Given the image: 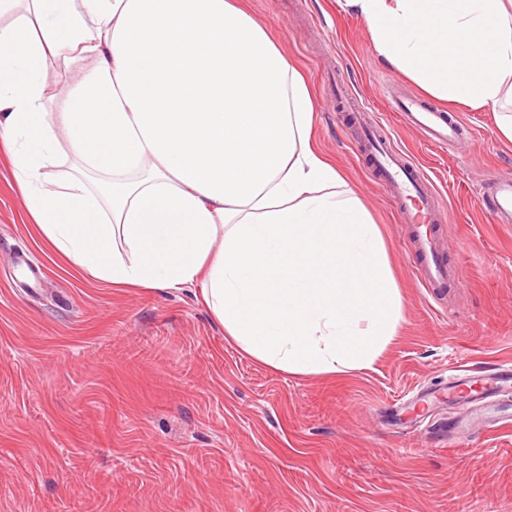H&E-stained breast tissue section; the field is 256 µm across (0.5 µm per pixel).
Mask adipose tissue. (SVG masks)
<instances>
[{"label":"adipose tissue","mask_w":512,"mask_h":512,"mask_svg":"<svg viewBox=\"0 0 512 512\" xmlns=\"http://www.w3.org/2000/svg\"><path fill=\"white\" fill-rule=\"evenodd\" d=\"M374 53L429 95L495 109L512 143V0H340ZM94 53L60 122L103 197L43 179L47 62ZM315 103L235 0H31L0 27V142L40 234L115 288H180L225 336L291 375L370 367L402 301L367 207L319 150Z\"/></svg>","instance_id":"obj_1"}]
</instances>
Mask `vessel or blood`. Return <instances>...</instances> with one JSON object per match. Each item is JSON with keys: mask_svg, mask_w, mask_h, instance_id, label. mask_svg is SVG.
Returning a JSON list of instances; mask_svg holds the SVG:
<instances>
[{"mask_svg": "<svg viewBox=\"0 0 512 512\" xmlns=\"http://www.w3.org/2000/svg\"><path fill=\"white\" fill-rule=\"evenodd\" d=\"M393 107L404 124L425 132L430 141L450 144L459 139L461 123L411 95L393 93ZM360 153L374 168L379 185L389 193L409 229L408 251L424 288L436 294L459 282L457 267L445 263L435 240L434 222L444 213L441 196L430 177L392 143L380 125L359 121L356 131ZM484 208L499 220L512 218V177L496 178L480 191Z\"/></svg>", "mask_w": 512, "mask_h": 512, "instance_id": "1", "label": "vessel or blood"}]
</instances>
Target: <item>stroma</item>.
Here are the masks:
<instances>
[{
	"mask_svg": "<svg viewBox=\"0 0 512 512\" xmlns=\"http://www.w3.org/2000/svg\"><path fill=\"white\" fill-rule=\"evenodd\" d=\"M308 76L321 150L355 183L387 248L403 302L399 330L370 368L294 376L226 338L194 283L115 288L66 266L27 217L0 152V512H512V386L487 400L448 395L450 370L512 360V223L478 192L512 176V144L491 110L461 108L453 146L403 125L381 88L419 89L374 54L337 0H247ZM94 54L51 59L46 80L74 88ZM350 85L371 122L433 179L436 225L460 286L431 297L391 197L354 147ZM46 107L60 118L67 95ZM46 183L83 174L64 130Z\"/></svg>",
	"mask_w": 512,
	"mask_h": 512,
	"instance_id": "obj_1",
	"label": "stroma"
}]
</instances>
